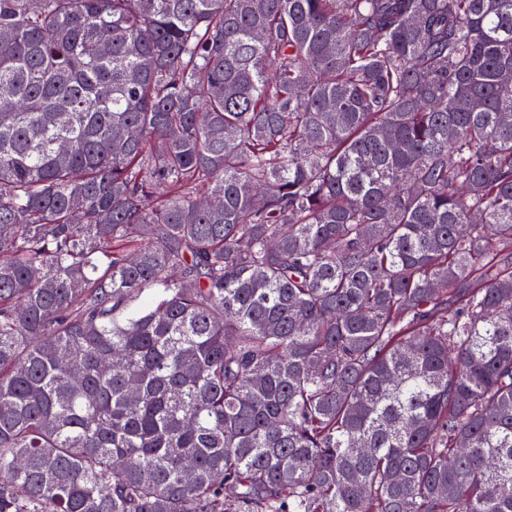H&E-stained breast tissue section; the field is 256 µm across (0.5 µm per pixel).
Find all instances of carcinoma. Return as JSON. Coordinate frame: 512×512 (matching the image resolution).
<instances>
[{"label":"carcinoma","instance_id":"carcinoma-1","mask_svg":"<svg viewBox=\"0 0 512 512\" xmlns=\"http://www.w3.org/2000/svg\"><path fill=\"white\" fill-rule=\"evenodd\" d=\"M507 75L512 0H0V512H512Z\"/></svg>","mask_w":512,"mask_h":512}]
</instances>
